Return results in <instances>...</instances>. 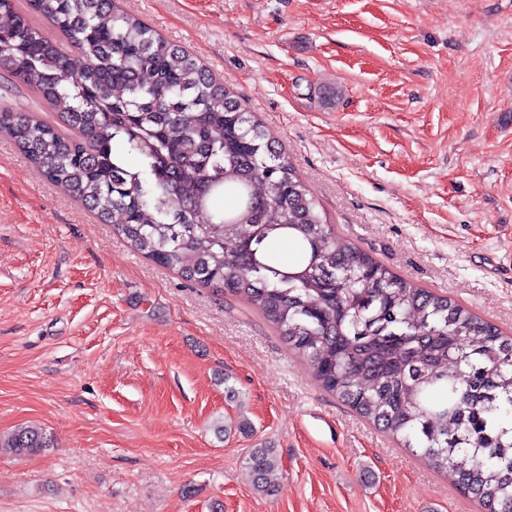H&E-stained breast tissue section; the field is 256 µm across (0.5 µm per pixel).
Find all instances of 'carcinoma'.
Wrapping results in <instances>:
<instances>
[{
    "label": "carcinoma",
    "mask_w": 512,
    "mask_h": 512,
    "mask_svg": "<svg viewBox=\"0 0 512 512\" xmlns=\"http://www.w3.org/2000/svg\"><path fill=\"white\" fill-rule=\"evenodd\" d=\"M0 67L52 111L0 104V136L47 180L133 250L257 310L323 389L421 451L482 512H512V338L339 234L196 59L113 0H0ZM220 196L234 207L215 209ZM285 235L297 261L281 268L269 245ZM7 447L49 442L21 428ZM246 465L258 494L277 490L274 449H251Z\"/></svg>",
    "instance_id": "carcinoma-1"
}]
</instances>
